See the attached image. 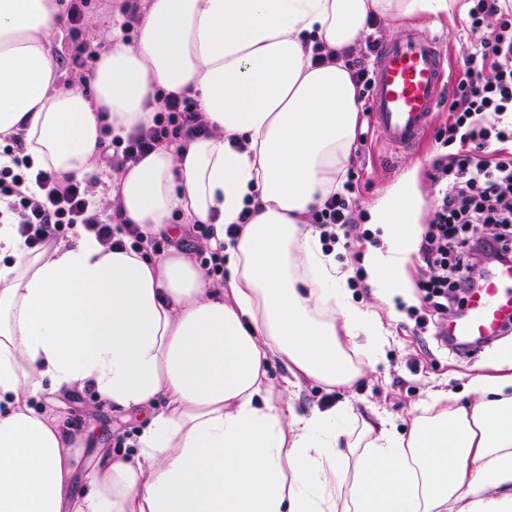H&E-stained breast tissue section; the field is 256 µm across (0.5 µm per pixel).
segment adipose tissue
<instances>
[{
  "label": "adipose tissue",
  "mask_w": 512,
  "mask_h": 512,
  "mask_svg": "<svg viewBox=\"0 0 512 512\" xmlns=\"http://www.w3.org/2000/svg\"><path fill=\"white\" fill-rule=\"evenodd\" d=\"M465 0H132L133 43L114 40L81 85L61 83L52 40L63 0H0V136L21 135L32 171L83 180L104 129L126 136L156 92L190 91L213 129L118 178L119 222L171 235L175 215L214 228L226 285L179 250L151 258L79 231L28 250L0 215V512H512V349L472 376L470 401L431 389L400 430L347 404L299 413L286 383L348 390L383 357L386 331L351 299L348 274L306 222L342 191L359 122L342 51L372 20L465 14ZM423 201L404 176L371 209L387 252L369 284L409 293ZM251 217L235 241L228 225ZM239 223V222H238ZM92 390L151 409L132 456L102 453L71 493L76 436L33 400Z\"/></svg>",
  "instance_id": "adipose-tissue-1"
}]
</instances>
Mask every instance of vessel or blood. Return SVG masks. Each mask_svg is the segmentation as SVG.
Returning a JSON list of instances; mask_svg holds the SVG:
<instances>
[{"mask_svg":"<svg viewBox=\"0 0 512 512\" xmlns=\"http://www.w3.org/2000/svg\"><path fill=\"white\" fill-rule=\"evenodd\" d=\"M455 79L432 32L411 30L381 46L368 101L377 139L393 152L410 150ZM511 325L512 265H504L471 291L462 315L449 321L446 330L459 343L478 347Z\"/></svg>","mask_w":512,"mask_h":512,"instance_id":"vessel-or-blood-1","label":"vessel or blood"}]
</instances>
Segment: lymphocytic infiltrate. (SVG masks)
<instances>
[{
    "mask_svg": "<svg viewBox=\"0 0 512 512\" xmlns=\"http://www.w3.org/2000/svg\"><path fill=\"white\" fill-rule=\"evenodd\" d=\"M467 39L458 63L457 91L448 104L453 121L449 137L458 138L456 153L434 163L437 194L419 245L416 286L426 309L416 316L415 328L442 331L458 317L466 294L495 267L512 263V153L489 160L493 143H512V0H471ZM91 0H70L67 11L73 43L72 79H83L98 58L82 40ZM379 38L366 36L346 55L360 96H368ZM154 116L126 137L113 139L101 166L106 177L117 178L128 166L158 149H182L199 135L210 134L208 120L191 93H156ZM0 164V205L15 216L18 232L28 248H40L83 229L107 247L130 248L161 256L172 244L169 236L148 235L133 224H115L99 206L90 183L41 170L28 175L19 136H11ZM352 185L329 196L309 221L319 232L324 252L349 248L351 240L370 239L369 230L353 219L356 200ZM481 225L495 226L490 237L477 236ZM213 228L194 224L186 231L187 247L213 285L224 283V257L207 247Z\"/></svg>",
    "mask_w": 512,
    "mask_h": 512,
    "instance_id": "1",
    "label": "lymphocytic infiltrate"
}]
</instances>
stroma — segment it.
<instances>
[{
    "mask_svg": "<svg viewBox=\"0 0 512 512\" xmlns=\"http://www.w3.org/2000/svg\"><path fill=\"white\" fill-rule=\"evenodd\" d=\"M449 123V112L440 109L422 141L412 150L395 155L376 141L369 113H361L355 137L361 140L360 158H349L347 176L351 180L359 208L355 218L359 224H370L369 210L405 174L414 173L417 188L424 201H431L433 187L429 178L431 165L443 153L457 151L458 142L441 143L439 129ZM378 249H385L384 235L379 225L370 224ZM353 302L377 310L391 334L385 347L382 364L376 372L360 380L349 391H326L319 384L301 381L289 387L288 395L299 412L307 413L340 401L348 402L355 412L376 411L381 417L407 428L413 408L424 401L430 388L441 385L457 394H465L471 376L495 358L499 346L512 345V331L502 336L498 346L477 350L471 354L449 352L436 337L415 334L409 310L420 307L419 291L409 296L395 297L384 303L375 298L371 288L351 291ZM39 411L62 416L66 423H78L84 446L76 456L73 474V494L82 497L88 490V476L95 469L100 445H107L113 454H121L116 436L122 432L137 434L140 422L136 415L112 410L111 406L95 401L89 391H82L78 400L70 396L43 395L35 401Z\"/></svg>",
    "mask_w": 512,
    "mask_h": 512,
    "instance_id": "1",
    "label": "stroma"
}]
</instances>
